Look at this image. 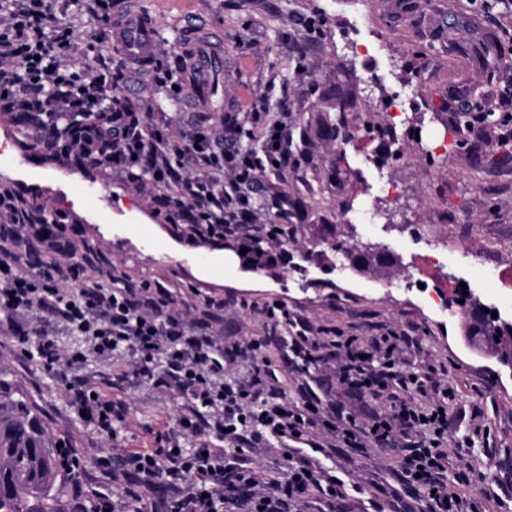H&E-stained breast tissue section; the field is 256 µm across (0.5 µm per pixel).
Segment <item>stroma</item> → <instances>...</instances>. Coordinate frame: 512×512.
<instances>
[{
  "label": "stroma",
  "instance_id": "stroma-1",
  "mask_svg": "<svg viewBox=\"0 0 512 512\" xmlns=\"http://www.w3.org/2000/svg\"><path fill=\"white\" fill-rule=\"evenodd\" d=\"M129 11L158 17L155 58L176 69L181 32L194 22L202 43L224 56V65L207 75L211 92L176 104L158 98L156 121L178 113L181 121L195 113L210 117V130L225 118L252 126L254 97L268 112H284L296 147L303 156L284 170L280 192L302 201L309 225L300 229L292 255H299L318 224H327L337 240L380 247L394 265L344 282L340 260L331 256L304 264L302 271L279 264L257 268L240 262L238 252L220 241L190 240L159 214L150 191L138 190L124 178H110L94 168L56 161L33 146L14 115L0 112V143L17 158L0 167V193L11 192L18 212L30 206L59 215L53 233L77 245L84 256V275L105 284L161 281L178 294L179 307L190 319L222 332L225 343L266 340V356L282 364L271 335H295L290 324H273L266 304L278 301L289 313L309 322L321 343L323 363L308 371L286 374L283 389L297 398L307 383L336 403L344 417L370 422L382 405L358 394L342 381L341 352L334 343L355 336L364 341L401 331L417 347L404 354V368L447 380L455 399L449 412L466 409L465 420H451L448 453L462 455L470 480L458 482L449 468L450 489L464 497L482 496L490 512H512V367L476 350L463 334L465 315L438 317L424 312L428 290L466 286L481 305L512 322V160L498 158L504 126L469 134V144L429 163L423 151L447 131L456 112L478 102L482 112L494 111L507 63L478 57L473 47L483 41L512 36L502 27L499 12L512 10L503 0L499 12L482 0H125ZM316 17L321 33L308 37L299 18ZM340 81L344 91L365 104L367 120L386 124L389 98L406 95L405 123L398 144L379 138L344 143L324 136L314 114L319 109L314 86ZM399 159H392L393 150ZM398 183L405 202L375 193L377 181ZM368 206L375 223L347 222V215ZM448 244V266L430 272L426 288L402 294L388 282L402 278L419 253L420 238ZM502 278H493V270ZM0 369L21 385L52 434L65 437L84 457L79 478L85 497L126 485L111 480L96 461L113 446L152 448L156 436L174 427L182 402L149 386L111 387L112 366L88 358L80 374L110 391L123 403V422L115 437L94 432L73 404L65 365L45 369L37 350L0 333ZM475 439L470 450L458 451L463 436ZM333 474L345 480L336 512H418L419 498L408 493L388 457L374 448L333 459Z\"/></svg>",
  "mask_w": 512,
  "mask_h": 512
}]
</instances>
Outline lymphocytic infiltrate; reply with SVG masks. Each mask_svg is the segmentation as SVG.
<instances>
[{"label": "lymphocytic infiltrate", "mask_w": 512, "mask_h": 512, "mask_svg": "<svg viewBox=\"0 0 512 512\" xmlns=\"http://www.w3.org/2000/svg\"><path fill=\"white\" fill-rule=\"evenodd\" d=\"M69 3L95 15L103 29L86 33L59 21L57 0H8L0 8V112L21 111L35 97L51 118L86 115L88 135L68 150L76 162L161 191L168 219L182 223L190 238L217 228L251 248L259 230L254 188L279 174L293 153L287 116L248 129L232 122L218 134L203 133V113L192 124L156 123L157 95L189 97L185 85L167 75L153 76L136 111L112 109L111 74L77 64L84 44L94 41L103 58L120 55L127 81H138L141 59L131 43L112 35V0ZM21 259L18 253L0 259V323L20 342L39 336L47 365L62 360L76 372L88 358L111 360L113 383L148 384L184 402L163 447L131 448L104 460V473L123 475L128 484L119 501L97 495L94 512H305L311 501L330 504L342 494L343 481L326 472L323 460L368 446L395 452L399 479L421 493L427 512H485L481 500L448 488L451 392L431 376L400 369V351L413 337L392 332L366 346L355 336L343 343L346 383L377 398L398 392L382 417L360 425L342 419L313 387L289 401L282 372L261 342L225 346L222 334L176 310L177 295L162 282L104 288L89 281L74 289L56 278L52 264L18 272ZM33 315L81 333L85 350L61 356L44 325L30 332ZM70 391L97 434L112 435L113 424L123 421L106 393L81 380ZM318 429L332 441L320 446L316 461L301 448ZM188 434L198 438L194 447L183 442ZM261 445L281 448L286 476L252 466L245 451Z\"/></svg>", "instance_id": "1"}]
</instances>
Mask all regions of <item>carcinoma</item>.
I'll return each instance as SVG.
<instances>
[{
	"mask_svg": "<svg viewBox=\"0 0 512 512\" xmlns=\"http://www.w3.org/2000/svg\"><path fill=\"white\" fill-rule=\"evenodd\" d=\"M324 100L328 111L317 115L323 132L332 138L350 139L362 131L364 136L390 137L391 131L368 121L354 127L349 114L360 112L363 106L355 99L336 93L331 86ZM25 127L42 126L49 122L36 106H31L18 117ZM87 118L71 116L58 123L48 138H40L37 147L51 150L61 143H69L83 132ZM296 228L288 224H268L263 237L273 235L278 244L295 240ZM340 254L362 272L388 263V254L373 245H349L331 237L326 248L310 251L304 258L325 257L326 251ZM454 304L461 305L470 315L464 333L477 349L493 355L503 364L512 366V322H504L485 311L469 297L457 292ZM70 447L63 437L49 432L38 409L8 374L0 371V512H62L60 503L64 489L76 479V474L65 464L61 449Z\"/></svg>",
	"mask_w": 512,
	"mask_h": 512,
	"instance_id": "cac0c4a2",
	"label": "carcinoma"
}]
</instances>
